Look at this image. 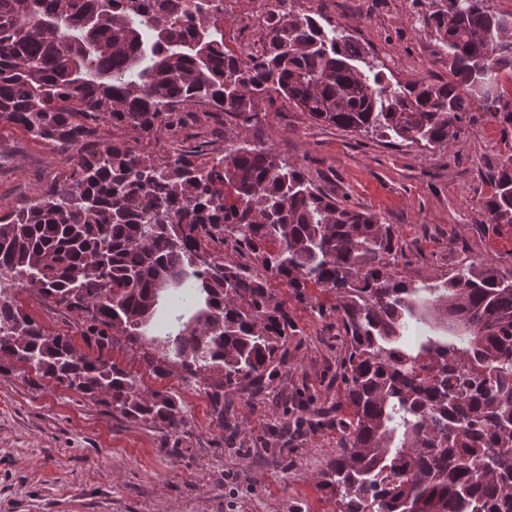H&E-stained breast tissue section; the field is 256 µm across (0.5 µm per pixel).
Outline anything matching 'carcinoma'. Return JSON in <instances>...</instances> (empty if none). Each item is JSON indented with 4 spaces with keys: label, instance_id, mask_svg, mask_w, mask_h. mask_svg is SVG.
Masks as SVG:
<instances>
[{
    "label": "carcinoma",
    "instance_id": "obj_1",
    "mask_svg": "<svg viewBox=\"0 0 512 512\" xmlns=\"http://www.w3.org/2000/svg\"><path fill=\"white\" fill-rule=\"evenodd\" d=\"M224 0H0V123L74 163L61 187L0 207V354L123 418L177 432L174 393L146 391L112 361L114 335L174 355L208 385L225 425L224 394L253 397L288 366L300 335L270 281L318 314L308 289L334 295L343 350L336 378V458L319 477L338 512H512V270L471 261L416 287L396 271L398 236L377 214L351 210L273 151L224 131L160 160L100 128L128 126L161 142L207 105L238 126L280 98L322 124L371 130L428 149L448 146L460 113L477 104L512 126V14L489 0H428L448 80L392 83L345 27L311 14L270 13L266 51L242 60L224 45ZM151 30L153 38L145 37ZM489 224L512 225V154L491 173ZM233 243L256 265L209 256ZM192 280L199 308L178 331L148 335L170 287ZM26 284L71 313L93 348L47 333L14 301ZM453 332L401 342L415 315ZM333 410L298 405L300 428Z\"/></svg>",
    "mask_w": 512,
    "mask_h": 512
}]
</instances>
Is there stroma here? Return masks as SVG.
<instances>
[{
    "mask_svg": "<svg viewBox=\"0 0 512 512\" xmlns=\"http://www.w3.org/2000/svg\"><path fill=\"white\" fill-rule=\"evenodd\" d=\"M295 10L321 12L361 37L392 81L411 84L448 76L445 55L422 26L418 0H296ZM263 125L240 139L273 148L324 193L393 224L401 245L399 270L430 285L462 260L512 269V226L487 223L481 205L488 181L512 154V127L484 112L464 113L447 149L429 150L373 132L313 121L284 101L262 103ZM73 162L65 147L0 126V205H21L61 181ZM302 330L292 365L273 384L295 402L343 400L336 381V318L311 313L277 285ZM20 308L51 334L72 336L86 351L71 315L48 307L36 291H14ZM112 358L144 389L176 393L186 424L176 433L128 421L102 403L0 357V512H336V498L318 474L336 453L335 425L287 438L285 415L272 397L224 402L243 427L227 439L212 414L204 383L174 363L154 372L139 345L118 338Z\"/></svg>",
    "mask_w": 512,
    "mask_h": 512,
    "instance_id": "1",
    "label": "stroma"
}]
</instances>
